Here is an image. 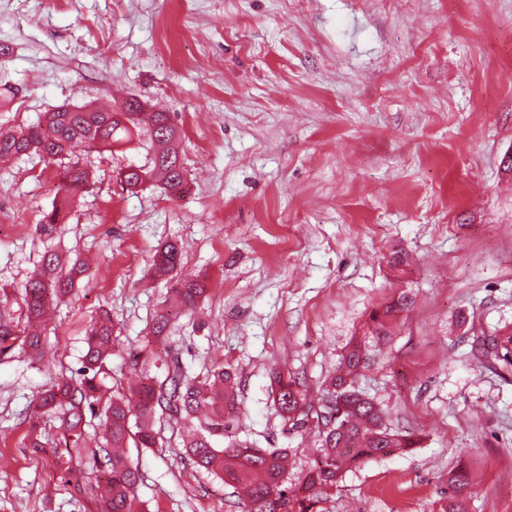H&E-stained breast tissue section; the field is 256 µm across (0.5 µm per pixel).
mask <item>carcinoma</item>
Returning <instances> with one entry per match:
<instances>
[{
  "label": "carcinoma",
  "instance_id": "obj_1",
  "mask_svg": "<svg viewBox=\"0 0 512 512\" xmlns=\"http://www.w3.org/2000/svg\"><path fill=\"white\" fill-rule=\"evenodd\" d=\"M124 103L134 107L132 118H116L114 108L84 111L82 105L60 106L33 125L0 132V159L37 154L49 163L68 160L63 169L64 184L70 189L84 187L88 172L74 160L79 151L130 140L146 132L149 143L147 163L141 165L145 178L157 176L163 188L180 193L182 173L174 162L160 164L155 155L165 151L158 140L162 123L170 120L166 112H145V105L132 95ZM181 251L175 241L161 245L155 254L153 276L165 277L171 284L176 307L191 311L206 297L204 281L182 276ZM87 268L73 265L63 271L58 255L47 248L40 265L20 288L26 322L41 319L46 310L58 304L71 291L75 279ZM413 303L403 290L372 310L367 339L350 342L336 371L326 379L327 392L315 402L292 377L275 376L273 402L279 415L293 428L311 426L316 430L320 454L309 470L296 482L288 483L287 450L261 448L254 442L240 441L232 435V420L226 412L234 409L236 370L223 365L197 377L185 374L180 364L164 363L161 376L145 375L129 388L103 390L99 378L111 354L113 324L109 314L95 319L85 338L82 366L75 376H61L37 399L39 415L56 419L60 428L76 436L72 446L56 455L58 463L69 465L88 457L94 464L95 492L99 512H134L142 475L137 462L125 449L180 448L184 458L198 469L220 478L224 484L240 489L244 512H277L283 502L287 512H317L315 506L336 488L344 473L369 460L388 457L418 447L420 439L388 425L379 404L357 386L361 369L369 361L368 340L384 342L390 329ZM20 322L7 311H0V352L21 343L32 353L43 342L36 330L20 333ZM476 359L492 367H512V327L490 336L473 338ZM339 413L337 419L330 414ZM101 417L102 431L95 445L80 447L86 415ZM171 435L165 436V430ZM225 439L217 445L216 437ZM473 488L471 474L461 466L448 471V502L443 512H466L465 501Z\"/></svg>",
  "mask_w": 512,
  "mask_h": 512
}]
</instances>
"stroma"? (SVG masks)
Listing matches in <instances>:
<instances>
[{
	"instance_id": "stroma-1",
	"label": "stroma",
	"mask_w": 512,
	"mask_h": 512,
	"mask_svg": "<svg viewBox=\"0 0 512 512\" xmlns=\"http://www.w3.org/2000/svg\"><path fill=\"white\" fill-rule=\"evenodd\" d=\"M0 81L2 131L137 95L169 113L186 170L180 194L123 188L120 169L146 161L133 140L83 154L90 183L70 192L62 164L0 161L11 314L45 249L91 261L41 351L0 353V512H94L75 489L90 466L69 472L27 435L99 312L116 336L105 386L138 362L233 365L236 436L290 449L295 479L318 449L278 416L273 372L322 398L398 290L415 304L358 384L421 443L347 472L321 512H438L460 461L478 476L467 512H512V374L472 354L474 336L512 325V0H0ZM172 240L182 274L207 280L191 312L171 313L152 276ZM395 251L409 257L398 273ZM137 459L149 512H238L233 488L178 449Z\"/></svg>"
}]
</instances>
